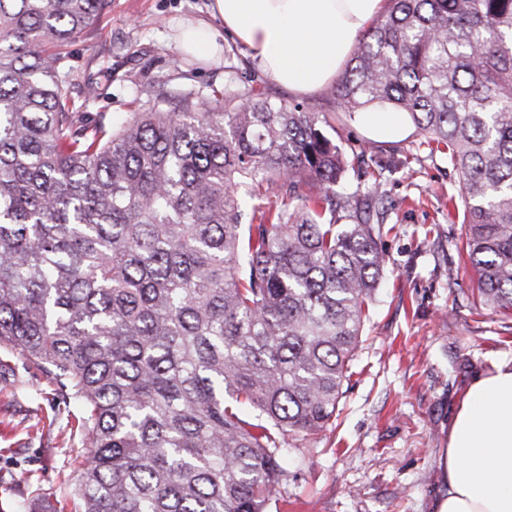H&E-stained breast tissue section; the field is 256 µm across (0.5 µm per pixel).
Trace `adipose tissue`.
I'll list each match as a JSON object with an SVG mask.
<instances>
[{
	"label": "adipose tissue",
	"instance_id": "obj_1",
	"mask_svg": "<svg viewBox=\"0 0 512 512\" xmlns=\"http://www.w3.org/2000/svg\"><path fill=\"white\" fill-rule=\"evenodd\" d=\"M386 0H213L211 21L179 34L182 50L203 60L232 34L271 79L299 93L324 88ZM445 490L436 512H512V361L468 387L441 460Z\"/></svg>",
	"mask_w": 512,
	"mask_h": 512
}]
</instances>
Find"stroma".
<instances>
[{"label": "stroma", "instance_id": "obj_1", "mask_svg": "<svg viewBox=\"0 0 512 512\" xmlns=\"http://www.w3.org/2000/svg\"><path fill=\"white\" fill-rule=\"evenodd\" d=\"M211 0H112L96 37L68 48L97 89L87 110L121 124L159 92L223 90L226 80L327 115L345 151L382 147L368 176L380 180L391 229L380 245L386 274L369 308L335 427L289 440L288 484L269 512H433L453 413L473 378L512 359V314L484 306L460 253V177L444 148L422 145L408 117L378 131L366 113L335 112L330 88L300 94L238 59L204 62L180 50L178 29L208 15ZM111 69V78L100 77ZM57 385L16 351L0 349V512H50L73 502L88 446Z\"/></svg>", "mask_w": 512, "mask_h": 512}]
</instances>
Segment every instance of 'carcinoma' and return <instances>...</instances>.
Instances as JSON below:
<instances>
[{"mask_svg":"<svg viewBox=\"0 0 512 512\" xmlns=\"http://www.w3.org/2000/svg\"><path fill=\"white\" fill-rule=\"evenodd\" d=\"M108 0H0V348L81 411L78 512H268L336 423L384 278L322 112L231 88L84 109ZM405 113L462 182L473 291L512 310V0H388L332 92Z\"/></svg>","mask_w":512,"mask_h":512,"instance_id":"1","label":"carcinoma"}]
</instances>
